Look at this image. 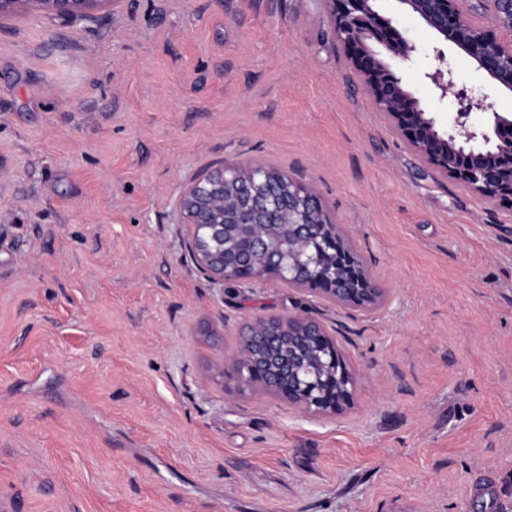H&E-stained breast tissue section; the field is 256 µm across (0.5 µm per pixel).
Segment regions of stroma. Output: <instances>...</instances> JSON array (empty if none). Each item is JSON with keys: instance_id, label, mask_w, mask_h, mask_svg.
<instances>
[{"instance_id": "obj_1", "label": "stroma", "mask_w": 512, "mask_h": 512, "mask_svg": "<svg viewBox=\"0 0 512 512\" xmlns=\"http://www.w3.org/2000/svg\"><path fill=\"white\" fill-rule=\"evenodd\" d=\"M392 69L431 111L512 94L399 0ZM310 185L386 292L211 282L183 187L232 163ZM306 314L356 379L300 412L223 374L244 324ZM512 512V208L423 167L324 0H116L0 26V512Z\"/></svg>"}]
</instances>
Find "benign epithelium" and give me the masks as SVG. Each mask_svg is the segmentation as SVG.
Segmentation results:
<instances>
[{
    "instance_id": "1",
    "label": "benign epithelium",
    "mask_w": 512,
    "mask_h": 512,
    "mask_svg": "<svg viewBox=\"0 0 512 512\" xmlns=\"http://www.w3.org/2000/svg\"><path fill=\"white\" fill-rule=\"evenodd\" d=\"M331 33L343 49L377 111L433 172L490 203L512 206V115L485 104L458 86L445 52L425 74L439 98H455L454 115L443 120L405 89L387 57L411 60L416 46L375 0H325ZM461 0H399L426 28L471 57L492 83L512 92V0H489L504 41L474 26ZM36 3L69 23L91 19L110 0H0V22ZM487 111L480 127L468 123L473 109ZM261 164L226 165L188 185L179 201L188 225L189 249L214 283H237L273 275L292 288H316L336 303L372 310L382 297L376 277L326 213L321 199L302 183ZM233 375L243 386L260 384L306 413L342 412L352 404L355 379L326 327L308 315L260 317L245 325L232 356Z\"/></svg>"
}]
</instances>
